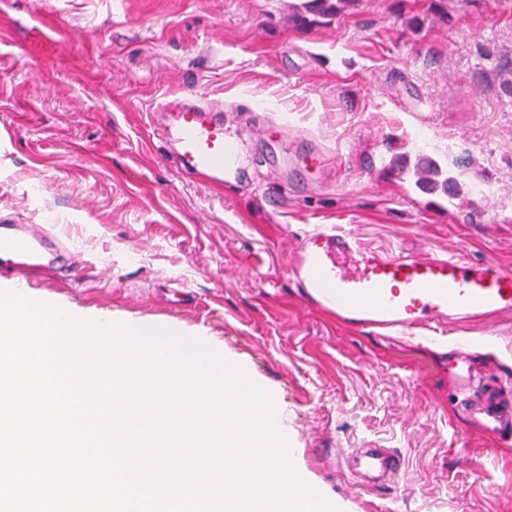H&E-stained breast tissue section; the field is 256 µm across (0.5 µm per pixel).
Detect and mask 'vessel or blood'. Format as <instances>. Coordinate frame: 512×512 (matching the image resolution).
I'll return each instance as SVG.
<instances>
[{
	"instance_id": "b4317fda",
	"label": "vessel or blood",
	"mask_w": 512,
	"mask_h": 512,
	"mask_svg": "<svg viewBox=\"0 0 512 512\" xmlns=\"http://www.w3.org/2000/svg\"><path fill=\"white\" fill-rule=\"evenodd\" d=\"M158 131L185 176L221 186L240 181L244 163L234 125L201 99L162 105ZM65 249L46 229L0 224V268L22 275L54 269ZM306 300L356 330L410 333L471 318L512 314V270L493 261L477 263L460 252L413 257L380 255L357 233L316 226L300 240L289 266ZM458 389L471 390L479 373L464 345L453 350ZM485 433L512 438V398H486L471 415ZM402 459L392 448H358L345 466L359 490L394 487Z\"/></svg>"
}]
</instances>
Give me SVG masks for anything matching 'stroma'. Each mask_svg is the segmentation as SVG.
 <instances>
[{
  "mask_svg": "<svg viewBox=\"0 0 512 512\" xmlns=\"http://www.w3.org/2000/svg\"><path fill=\"white\" fill-rule=\"evenodd\" d=\"M296 2L0 0V219L49 225L92 265L76 282L32 275L28 297L214 335L337 512H376L379 491L357 493L338 464L375 447L403 459L392 512H512V444L471 424L448 368L462 341L498 383L512 314L452 326L443 345L377 336L288 276L311 224L512 269V0H447L444 22L430 0L402 14L360 0L303 30ZM192 94L227 120L249 113L241 182L177 173L152 112ZM424 155L455 197L416 186Z\"/></svg>",
  "mask_w": 512,
  "mask_h": 512,
  "instance_id": "obj_1",
  "label": "stroma"
}]
</instances>
